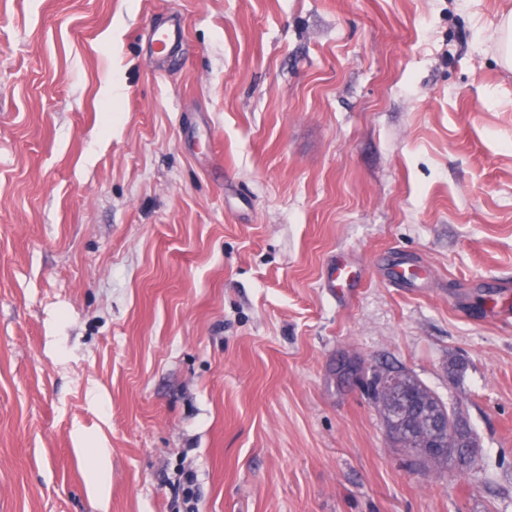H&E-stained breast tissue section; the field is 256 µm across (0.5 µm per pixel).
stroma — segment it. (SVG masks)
Wrapping results in <instances>:
<instances>
[{
  "instance_id": "1",
  "label": "stroma",
  "mask_w": 512,
  "mask_h": 512,
  "mask_svg": "<svg viewBox=\"0 0 512 512\" xmlns=\"http://www.w3.org/2000/svg\"><path fill=\"white\" fill-rule=\"evenodd\" d=\"M509 10L0 0V512H512ZM392 372L470 464L391 440ZM496 31L500 60L503 65L512 68V12L503 13ZM181 38L179 25L165 28H154L149 35L148 43L163 58L166 57ZM109 478V458L107 448H96L92 481L95 490L102 496L106 494Z\"/></svg>"
}]
</instances>
